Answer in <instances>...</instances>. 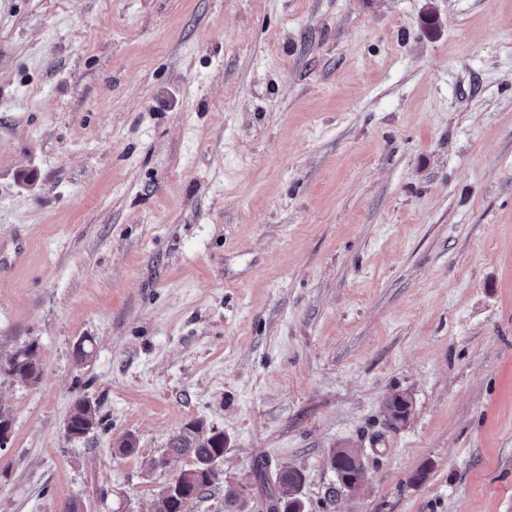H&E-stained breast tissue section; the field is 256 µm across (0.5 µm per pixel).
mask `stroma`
Returning a JSON list of instances; mask_svg holds the SVG:
<instances>
[{"label":"stroma","instance_id":"1","mask_svg":"<svg viewBox=\"0 0 512 512\" xmlns=\"http://www.w3.org/2000/svg\"><path fill=\"white\" fill-rule=\"evenodd\" d=\"M28 346L0 512H153L195 420L230 447L191 512L257 462L306 512H512V0H0V361ZM98 409L89 400H78L67 419V431L73 438H82L98 425ZM333 457L337 462V466L334 467L336 473L337 482L340 489L344 486H348L347 479L356 475L359 470L363 467L359 457H356L351 453L348 448H333L330 449L328 458ZM364 472L359 471L356 478L352 480V483L346 489L348 493L357 492L362 486Z\"/></svg>","mask_w":512,"mask_h":512}]
</instances>
